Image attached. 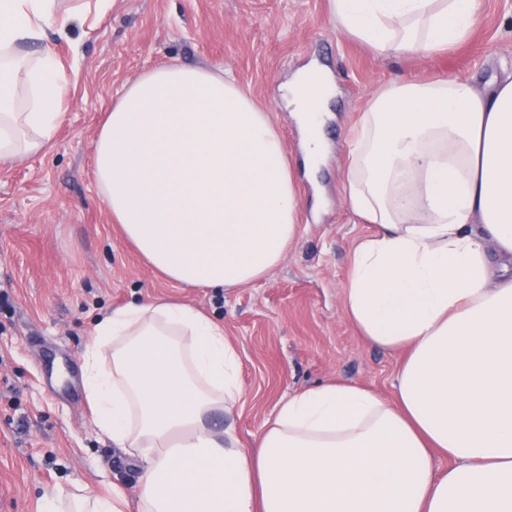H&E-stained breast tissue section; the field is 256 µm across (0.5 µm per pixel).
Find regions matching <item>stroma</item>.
<instances>
[{
	"mask_svg": "<svg viewBox=\"0 0 512 512\" xmlns=\"http://www.w3.org/2000/svg\"><path fill=\"white\" fill-rule=\"evenodd\" d=\"M69 76L63 118L43 154L0 165V512H39L55 489L90 496L120 487L135 499L140 471L92 423L82 355L96 319L163 297L221 323L240 354L243 395L232 416L251 447L282 398L320 382L394 395L400 353L363 339L343 290L354 244L376 230L342 190L348 131L373 91L406 78L471 76L484 84L512 64V0H479L469 39L447 55L386 57L351 39L327 0H107L95 25L30 44ZM168 63L224 67L271 113L298 184L299 234L283 261L246 288H185L163 279L126 242L98 193L95 138L114 96ZM316 64L336 93L328 149L307 172L302 135L283 98Z\"/></svg>",
	"mask_w": 512,
	"mask_h": 512,
	"instance_id": "35a3bbf8",
	"label": "stroma"
}]
</instances>
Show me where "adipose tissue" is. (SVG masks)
<instances>
[{
  "label": "adipose tissue",
  "instance_id": "1",
  "mask_svg": "<svg viewBox=\"0 0 512 512\" xmlns=\"http://www.w3.org/2000/svg\"><path fill=\"white\" fill-rule=\"evenodd\" d=\"M385 54L464 41L478 0H327ZM102 0H0V164L39 154L65 75L30 54ZM290 103L324 147L331 82L301 71ZM95 177L124 238L165 279L244 288L299 231L291 164L269 112L223 68L166 64L125 85L99 127ZM346 198L374 224L353 248L347 319L401 353L393 399L329 382L281 400L254 442L218 429L242 396L223 327L163 298L94 325L83 353L92 422L140 468L137 512H512V74L401 80L366 102ZM447 455L438 469L436 455Z\"/></svg>",
  "mask_w": 512,
  "mask_h": 512
}]
</instances>
